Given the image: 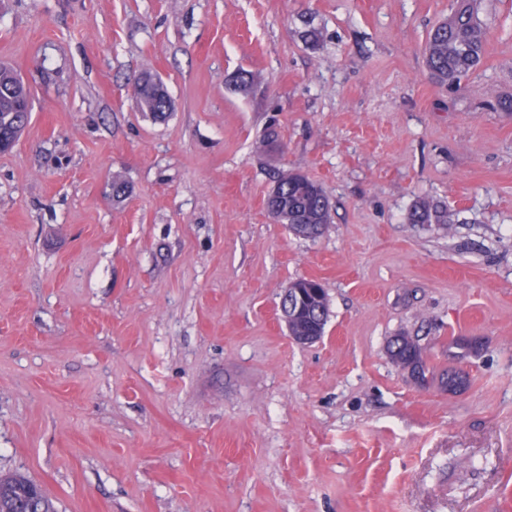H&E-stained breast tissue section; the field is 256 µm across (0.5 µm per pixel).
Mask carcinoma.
<instances>
[{
	"label": "carcinoma",
	"instance_id": "carcinoma-1",
	"mask_svg": "<svg viewBox=\"0 0 512 512\" xmlns=\"http://www.w3.org/2000/svg\"><path fill=\"white\" fill-rule=\"evenodd\" d=\"M487 42V27L479 18L475 0H456L448 21L437 25L426 42L425 59L430 73L440 81L458 87L462 79L481 63ZM136 104L153 120H166L173 110L171 97L157 76L140 73ZM31 92L10 67L0 64V141L15 142L26 126ZM276 190L270 204L277 209L282 224L330 223V204L322 186L309 176L292 171H277ZM411 224H446L448 211L429 200L417 201L408 215ZM328 304L326 295L312 300L311 310L288 322L297 336L324 333ZM392 361L425 377V363L419 345L402 336L390 347ZM0 512H55L53 502L33 481L21 474L0 475Z\"/></svg>",
	"mask_w": 512,
	"mask_h": 512
}]
</instances>
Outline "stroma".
I'll return each mask as SVG.
<instances>
[{
    "label": "stroma",
    "instance_id": "35a3bbf8",
    "mask_svg": "<svg viewBox=\"0 0 512 512\" xmlns=\"http://www.w3.org/2000/svg\"><path fill=\"white\" fill-rule=\"evenodd\" d=\"M453 4L0 0L32 92L0 153V471L57 512H512V0L451 90L424 44ZM277 168L325 190L321 236L267 214ZM300 277L308 345L278 319ZM136 104L141 112H146L154 121H165L173 110L171 97L162 81L149 72L139 74ZM158 78L159 81L156 79ZM408 221L412 224H447L448 211L429 200L421 199L414 204ZM291 285L300 288H286L279 308L281 317L286 323L289 333L297 335L290 337L299 344H308L317 341L324 333L328 312L327 298L321 283L309 279H298L289 284V286ZM301 288H320L322 295L319 299L320 301L312 297V303L310 305L311 310L297 316L302 310V301L305 298L304 292L300 290ZM319 309H321L322 312L321 316L318 314ZM312 333H320L321 336H311ZM392 361L402 369L409 367L415 372L419 379L425 377V363L419 345L412 338L401 336L396 339L390 347Z\"/></svg>",
    "mask_w": 512,
    "mask_h": 512
}]
</instances>
